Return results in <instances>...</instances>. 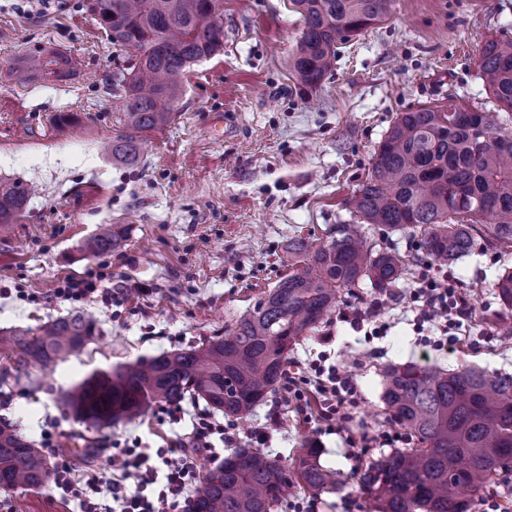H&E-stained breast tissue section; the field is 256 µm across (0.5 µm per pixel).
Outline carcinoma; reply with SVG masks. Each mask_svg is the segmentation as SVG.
I'll return each mask as SVG.
<instances>
[{"mask_svg":"<svg viewBox=\"0 0 512 512\" xmlns=\"http://www.w3.org/2000/svg\"><path fill=\"white\" fill-rule=\"evenodd\" d=\"M213 0H93L92 9L112 43L128 50L127 71L113 78L123 91L127 132L106 144L112 159L133 164L143 133L172 118L187 67L224 49V21ZM303 20L302 37L288 59L304 89L317 87L336 62L338 45L386 19L391 0H292ZM58 58L42 52L22 61L23 73L50 80ZM478 76L501 110L512 112V39L486 41ZM20 182L0 183V224H11L27 206ZM351 214L391 232L420 229L419 249L452 263L472 252L482 234L491 249L512 250V132L489 114L448 105L400 113L377 147L370 177L349 202ZM119 232L99 225L88 247L112 249ZM301 271L283 277L235 322L228 336L198 347L162 353L109 372H95L62 397L73 415L94 426L132 420L162 403L203 399L228 417H244L276 391L288 352L318 327L340 291L367 281L380 293L396 287L406 269L393 251L371 247L357 224L310 251ZM494 288L512 309V270ZM80 315L34 330L0 333V356L16 373L51 369L95 338ZM390 419L406 427L413 446L367 466L362 490L374 512H472L474 498L512 472V376L476 367L447 371L407 366L385 373ZM309 449L294 466L254 448H235L210 471L189 512H271L302 485L319 492L336 486ZM53 467L42 449L0 420V489L46 488Z\"/></svg>","mask_w":512,"mask_h":512,"instance_id":"obj_1","label":"carcinoma"}]
</instances>
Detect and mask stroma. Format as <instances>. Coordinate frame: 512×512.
Masks as SVG:
<instances>
[{
  "mask_svg": "<svg viewBox=\"0 0 512 512\" xmlns=\"http://www.w3.org/2000/svg\"><path fill=\"white\" fill-rule=\"evenodd\" d=\"M289 0H224V52L182 77L173 118L149 132L134 166L105 154L103 142L122 131V105L112 84L128 55L113 45L92 0H53L50 9L20 12L0 0V182L33 188L27 210L0 231V330L37 328L79 314L96 337L53 371L31 369L26 381L5 379L0 359V419L52 458L79 471L115 448H167L192 430L204 401L163 404L143 417L95 428L60 402L63 392L96 371L198 345L228 334L236 319L298 268L289 243L320 245L352 223L347 202L369 176L373 155L399 113L447 104L497 109L478 77L484 42L512 38V0H392L388 19L342 44L331 71L312 90L287 69L302 35ZM56 45L78 59L75 84L25 82L10 75L27 54ZM224 116L215 138L213 114ZM79 118L80 130L53 123ZM122 231L117 247L87 251L98 225ZM361 232L375 248L412 262L391 293L363 284L343 290L312 336L288 353L296 370L320 354L352 376L359 398L352 422H319L316 402L305 413L288 405L285 387L236 421L239 446L264 429L271 409L281 424L267 454L292 463L316 447L336 472L332 492L294 489L273 512H369L360 470L384 456L350 443L362 432L397 433L383 402L390 367L474 365L512 375V333L497 324L502 306L493 283L512 254L477 242L451 265L455 287L472 314L455 350L438 349L414 326L422 276L439 266L419 250L417 228L387 235L375 224ZM110 275L120 303L104 306L53 296L65 277ZM377 308L376 321L354 326V313ZM0 512H80V494L46 488L0 493Z\"/></svg>",
  "mask_w": 512,
  "mask_h": 512,
  "instance_id": "1",
  "label": "stroma"
}]
</instances>
